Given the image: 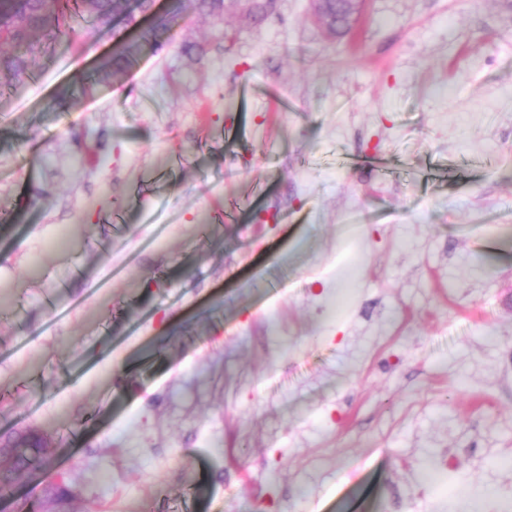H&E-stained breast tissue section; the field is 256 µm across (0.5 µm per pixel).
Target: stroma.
<instances>
[{"instance_id":"stroma-1","label":"stroma","mask_w":512,"mask_h":512,"mask_svg":"<svg viewBox=\"0 0 512 512\" xmlns=\"http://www.w3.org/2000/svg\"><path fill=\"white\" fill-rule=\"evenodd\" d=\"M111 59L0 92V434L52 448L0 512H502L512 0H227ZM313 15L331 35L344 30L348 33L362 14L363 0H312ZM331 2L336 3L332 10Z\"/></svg>"}]
</instances>
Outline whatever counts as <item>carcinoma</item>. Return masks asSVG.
I'll return each mask as SVG.
<instances>
[{
    "label": "carcinoma",
    "instance_id": "obj_1",
    "mask_svg": "<svg viewBox=\"0 0 512 512\" xmlns=\"http://www.w3.org/2000/svg\"><path fill=\"white\" fill-rule=\"evenodd\" d=\"M186 5L209 14L224 9V0H183L160 22V26L142 28L135 42L122 41L115 48L112 64L121 66L130 62L134 49L143 43L156 41L159 27L175 19ZM152 0H52V9H44V0H0V86L26 76L31 71V49L40 37L52 39L67 36L79 23L94 31L111 26L114 16L124 11L125 25L137 22L136 14L150 9ZM47 448L41 440L21 437L12 445L8 465L0 466V490L9 488L22 473L39 471L45 461Z\"/></svg>",
    "mask_w": 512,
    "mask_h": 512
}]
</instances>
